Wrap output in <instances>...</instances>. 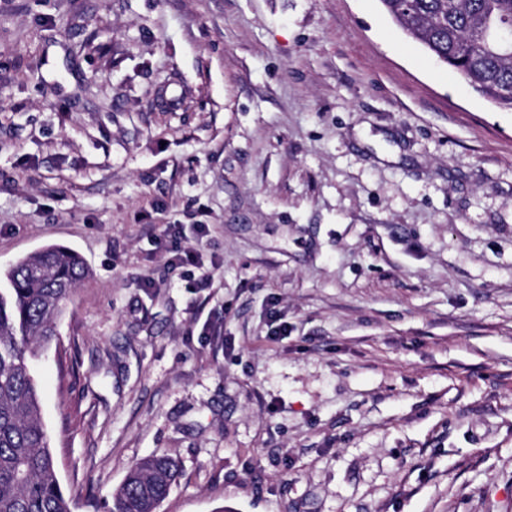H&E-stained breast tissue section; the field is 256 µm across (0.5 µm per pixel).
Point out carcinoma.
<instances>
[{
    "label": "carcinoma",
    "mask_w": 512,
    "mask_h": 512,
    "mask_svg": "<svg viewBox=\"0 0 512 512\" xmlns=\"http://www.w3.org/2000/svg\"><path fill=\"white\" fill-rule=\"evenodd\" d=\"M428 53L476 90L512 109V0H380ZM85 276L73 250L49 246L5 273L0 289V512H72L41 417L28 358L56 338V324ZM179 462L153 455L133 465L112 512H158Z\"/></svg>",
    "instance_id": "obj_1"
}]
</instances>
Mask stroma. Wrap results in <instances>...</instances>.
<instances>
[{
	"mask_svg": "<svg viewBox=\"0 0 512 512\" xmlns=\"http://www.w3.org/2000/svg\"><path fill=\"white\" fill-rule=\"evenodd\" d=\"M50 245L73 512H512V111L379 0H0V276ZM179 474V462L168 455L142 459L113 494L112 512H158Z\"/></svg>",
	"mask_w": 512,
	"mask_h": 512,
	"instance_id": "obj_1",
	"label": "stroma"
}]
</instances>
